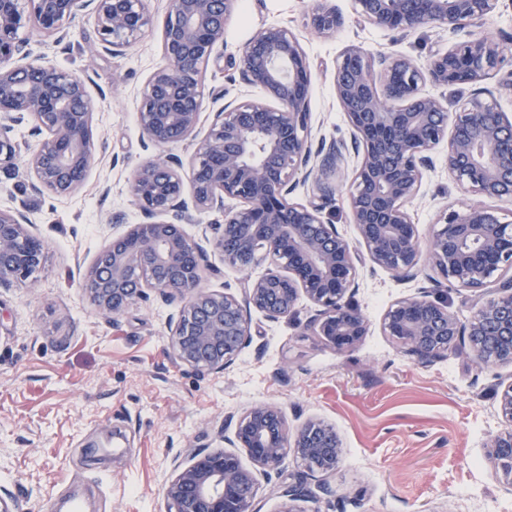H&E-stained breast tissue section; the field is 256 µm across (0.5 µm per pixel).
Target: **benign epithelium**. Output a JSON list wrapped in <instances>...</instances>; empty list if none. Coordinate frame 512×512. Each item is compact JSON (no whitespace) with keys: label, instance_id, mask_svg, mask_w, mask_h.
I'll return each mask as SVG.
<instances>
[{"label":"benign epithelium","instance_id":"benign-epithelium-1","mask_svg":"<svg viewBox=\"0 0 512 512\" xmlns=\"http://www.w3.org/2000/svg\"><path fill=\"white\" fill-rule=\"evenodd\" d=\"M503 0H357L361 20L403 36L423 26L465 33L424 65L407 55L372 56L349 48L336 65V99L351 128V144L320 139L312 150L311 64L287 28L268 26L242 47L234 65L255 98L229 100L212 113L205 134L200 114L209 66L224 47L226 21L238 0H169L160 26L161 63L145 82L137 121L144 147L194 146L188 165L152 156L128 182L142 221L102 249L82 280L99 314L121 315L144 290L182 303L171 333L177 359L199 370L222 369L250 338L248 312L269 320L296 313L303 298L315 308L310 328L326 345L355 347L369 322L352 303L359 267L370 262L404 279L429 266L448 283L483 297L460 320L425 292L394 302L382 330L421 363L456 353L482 369L512 367V222L480 202L445 207L427 253L419 247L408 205L431 166L430 151L446 147L448 171L466 193L512 200V113L488 89L448 110L447 100L423 92L427 84H479L498 77L512 92V34L475 32ZM94 17L105 49L119 55L154 24L147 0H0V166L21 150L36 194L74 195L95 162L97 129L83 79L34 54L17 30L36 22L60 41L76 19ZM314 32L332 36L344 19L333 0H314ZM31 124L47 138L20 148L14 127ZM353 150L357 164L346 196L358 238L353 244L324 218L339 186L326 180ZM312 181V196L292 198L299 181ZM234 204L229 205L227 201ZM219 212L200 243L184 229L201 215ZM209 244L224 266L247 270L268 261L241 293L202 286ZM46 258L45 242L29 216L0 208V288L27 283ZM498 413L503 427L488 444V457L512 491V380L503 385ZM236 453L194 450L176 465L164 487L167 512H256L257 473L273 471L292 452L309 469L336 470L341 444L334 427L309 421L291 430L283 409L258 403L235 425ZM280 512L313 497L298 481L283 491Z\"/></svg>","mask_w":512,"mask_h":512}]
</instances>
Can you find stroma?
Instances as JSON below:
<instances>
[{
    "label": "stroma",
    "mask_w": 512,
    "mask_h": 512,
    "mask_svg": "<svg viewBox=\"0 0 512 512\" xmlns=\"http://www.w3.org/2000/svg\"><path fill=\"white\" fill-rule=\"evenodd\" d=\"M335 4L345 23L324 37L308 25L310 0H240L226 22L224 56L206 75L202 124L222 105L216 92L255 97L234 58L267 26L300 39L312 64L314 135L329 140L350 137L334 89L346 48L405 54L423 64L448 46V33L423 28L398 37L358 23L356 0ZM18 37L86 81L98 129L96 162L71 197L33 195L22 171L0 169V206L27 211L47 245L30 286L0 288V490L14 496L19 512H55L56 498L75 480L89 487L93 512H166L163 488L175 464L191 450L224 447L235 416L262 402L282 407L290 427L311 419L333 426L342 455L331 475L287 456L260 476L258 512H280L283 489L300 478L331 491L298 502L299 512H512V491L487 457L488 441L502 427L498 392L512 368L470 367L454 353L421 364L380 327L390 304L420 290L447 301L463 320L479 292L367 264L353 302L371 328L354 349L321 343L307 326L314 309L303 300L294 316L278 321L251 311L250 342L224 370L204 373L178 361L170 347L178 303L150 290L114 319L98 314L80 283L122 232L110 215L122 214L128 224L141 219L127 183L148 156L136 114L160 62L159 31L147 30L117 57L103 50L90 17L59 45L33 27ZM431 158L409 206L424 245L439 211L462 196L444 148Z\"/></svg>",
    "instance_id": "stroma-1"
}]
</instances>
